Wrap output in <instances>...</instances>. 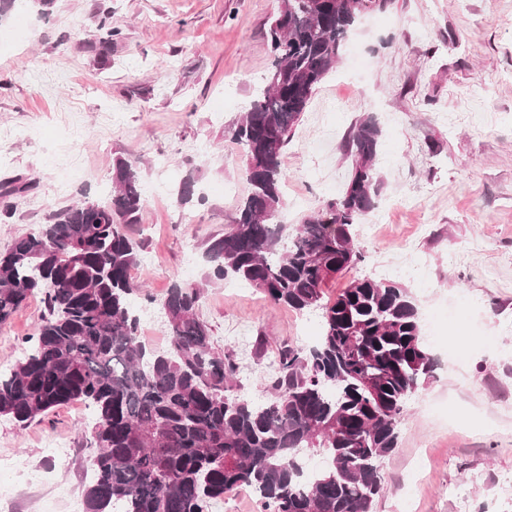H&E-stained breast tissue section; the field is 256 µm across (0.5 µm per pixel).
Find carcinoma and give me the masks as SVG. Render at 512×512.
Returning a JSON list of instances; mask_svg holds the SVG:
<instances>
[{
	"mask_svg": "<svg viewBox=\"0 0 512 512\" xmlns=\"http://www.w3.org/2000/svg\"><path fill=\"white\" fill-rule=\"evenodd\" d=\"M391 0H281L268 31L266 85L233 123L249 194L224 231L205 241L213 276L242 280L274 306L320 311L308 350L277 353L271 397L241 394L238 365L215 351L199 317L203 289L173 282L161 304L167 349L142 341L131 307V235L144 198L134 161L112 166L110 203L83 199L0 252V327L33 296L45 311L25 355L0 371V416L26 424L72 402L96 416L86 512H206L246 486L264 512H373L380 460L397 447L407 400L434 378L418 307L394 282L357 279L332 300L325 288L362 259L355 229L376 208L380 129L350 130L342 194L302 224H276L282 158L295 127L336 68L356 20ZM101 65L120 30L100 19ZM324 456L306 473L303 457Z\"/></svg>",
	"mask_w": 512,
	"mask_h": 512,
	"instance_id": "obj_1",
	"label": "carcinoma"
}]
</instances>
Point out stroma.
Listing matches in <instances>:
<instances>
[{"label":"stroma","instance_id":"1","mask_svg":"<svg viewBox=\"0 0 512 512\" xmlns=\"http://www.w3.org/2000/svg\"><path fill=\"white\" fill-rule=\"evenodd\" d=\"M281 0H20L0 24V251L73 202L108 201L112 162L137 161L145 195L132 270L156 300L181 280L203 285L201 317L232 352L248 399H268L269 362L284 342L316 343L319 311L271 305L210 275L204 242L233 219L248 185L228 130L271 65L269 22ZM110 14L112 63L94 51ZM372 116L382 135L379 205L363 259L326 291L382 268L420 310L437 312L425 342L434 378L407 401L385 493L374 512H512V0H392L359 19L285 150L278 221L303 223L343 190L346 137ZM197 196L181 203L184 180ZM44 311L32 297L0 328V371L22 355ZM94 413L75 402L27 424L0 417V490L11 512L84 508ZM69 448L59 457L55 444Z\"/></svg>","mask_w":512,"mask_h":512}]
</instances>
